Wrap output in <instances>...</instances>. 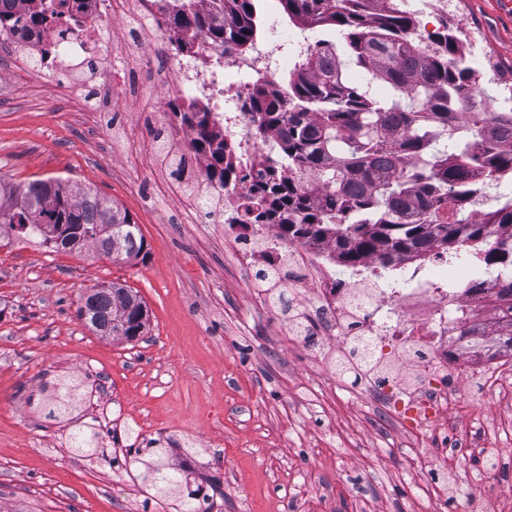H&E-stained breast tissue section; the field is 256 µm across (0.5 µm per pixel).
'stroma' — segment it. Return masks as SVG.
Segmentation results:
<instances>
[{
	"instance_id": "1",
	"label": "stroma",
	"mask_w": 512,
	"mask_h": 512,
	"mask_svg": "<svg viewBox=\"0 0 512 512\" xmlns=\"http://www.w3.org/2000/svg\"><path fill=\"white\" fill-rule=\"evenodd\" d=\"M448 15L420 0L430 31L460 25L464 42L512 81V8L455 0ZM112 51L123 112H83L59 80L20 71L0 53V177L88 184L126 210L145 239L129 263L0 247V512H173L152 497L161 463L187 469L178 490L210 489V512H512V360L470 376L414 422L403 383L374 401L339 375V352L297 339L310 311L288 280L243 265L239 226L204 224L183 205L195 155L170 158L143 137L177 88ZM121 282L149 311L148 333L97 335L77 310L87 288ZM91 391L92 406L57 413L56 385ZM117 409L111 434L93 405ZM95 433L93 453L69 444ZM134 447L122 471L106 461ZM224 465L211 467L215 456Z\"/></svg>"
}]
</instances>
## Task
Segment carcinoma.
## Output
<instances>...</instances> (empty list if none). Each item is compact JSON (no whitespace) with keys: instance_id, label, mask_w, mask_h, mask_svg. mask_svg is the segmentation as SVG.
Returning <instances> with one entry per match:
<instances>
[{"instance_id":"1","label":"carcinoma","mask_w":512,"mask_h":512,"mask_svg":"<svg viewBox=\"0 0 512 512\" xmlns=\"http://www.w3.org/2000/svg\"><path fill=\"white\" fill-rule=\"evenodd\" d=\"M27 0H0V27L15 25ZM256 0H169L171 27L245 51L255 43ZM291 20L310 28L345 27L347 52L320 39L290 73L288 83L256 86L244 101L253 135L268 145L259 165L264 174L237 207L234 224H278L295 241L327 237L330 259L350 269L374 256L391 270L401 258L429 244H460L471 258L493 270L489 282L475 281L468 292L489 300L496 313L490 340L474 339L463 328L469 348L512 356V194H498L496 208L474 217L487 190L512 176V110L490 112L480 91L478 71L459 56L458 29L443 25L433 48L421 53L411 42L418 21L394 8L370 13L374 0H279ZM353 66L367 81L340 77ZM390 85L393 96L373 98L374 81ZM202 143L212 136L208 113L190 111ZM402 128L397 139L385 132ZM237 174L232 155H216L212 176L223 182ZM312 176L322 195L304 184ZM0 224L7 243L50 245L58 252L93 249L107 257L113 246L123 259L145 248L139 225L89 186L60 178L10 184L0 179ZM66 224L70 242H58L47 227ZM78 315L96 334L134 341L147 326L144 302L126 285L90 288ZM353 361L338 366L357 384L376 368L364 346ZM182 469L154 470V497L177 490Z\"/></svg>"}]
</instances>
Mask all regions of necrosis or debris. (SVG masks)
<instances>
[{"label": "necrosis or debris", "instance_id": "necrosis-or-debris-1", "mask_svg": "<svg viewBox=\"0 0 512 512\" xmlns=\"http://www.w3.org/2000/svg\"><path fill=\"white\" fill-rule=\"evenodd\" d=\"M57 13L40 25L24 24L19 32L0 31V44H13L23 62H35L37 69L55 73L83 71L76 105H83L86 95L102 98L111 112L121 111L112 95V44L139 49V64L163 62L167 77L176 82L188 101L204 98L216 131L223 136L239 158L247 177L225 183L210 180L209 158L199 155L201 173L199 192L224 200L223 211H210L206 221L223 223L234 212L240 197L250 186V177L258 173L255 163L264 152L253 137L251 117L243 112L241 102L258 80H274L284 68L297 65L301 55L312 45L306 31H288L277 19L267 22V36L255 44L251 55L227 53L216 43L190 31H174L166 23L162 0H57ZM234 71L236 80L224 77ZM330 242L303 246L282 236L272 224H253L240 234L239 250L253 256L263 252L269 266L287 268L301 284L314 318L300 338L311 352L318 353L328 344L344 346L355 340L369 339L376 355L382 356L385 370L372 383L377 398L404 375L401 354L418 355V378L440 375L444 383L436 400L451 397L469 372L481 369L475 357L448 361V347L458 335V312L470 307L472 300L463 289L453 287L458 275L469 280L483 279L482 270L465 256L445 259L443 247L431 255L446 275L426 278L412 260L397 264L399 284H392L381 273L376 258H366L361 269L339 271L328 258ZM392 345L395 355H384L385 345Z\"/></svg>", "mask_w": 512, "mask_h": 512}]
</instances>
